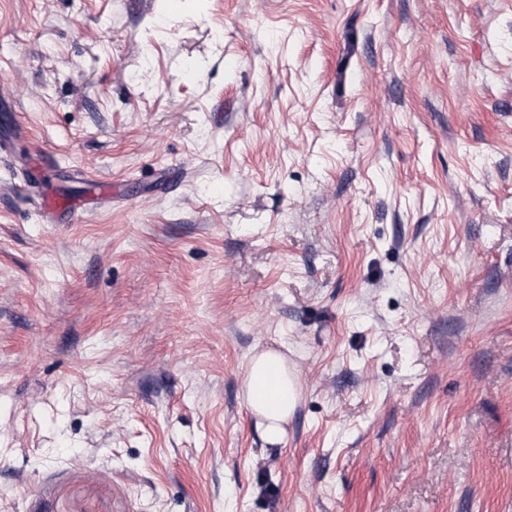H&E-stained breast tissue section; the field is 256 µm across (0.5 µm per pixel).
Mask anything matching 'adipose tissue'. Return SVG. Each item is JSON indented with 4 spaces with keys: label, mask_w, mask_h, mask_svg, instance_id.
I'll use <instances>...</instances> for the list:
<instances>
[{
    "label": "adipose tissue",
    "mask_w": 512,
    "mask_h": 512,
    "mask_svg": "<svg viewBox=\"0 0 512 512\" xmlns=\"http://www.w3.org/2000/svg\"><path fill=\"white\" fill-rule=\"evenodd\" d=\"M299 391L297 376L279 352L268 350L251 358L246 380L247 406L265 419L268 442L283 441L282 424L294 409Z\"/></svg>",
    "instance_id": "1"
}]
</instances>
